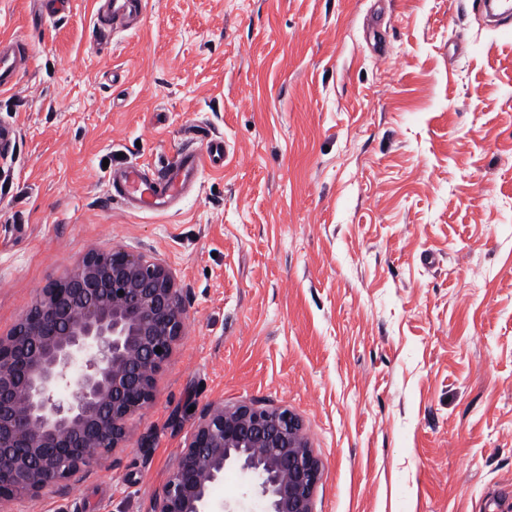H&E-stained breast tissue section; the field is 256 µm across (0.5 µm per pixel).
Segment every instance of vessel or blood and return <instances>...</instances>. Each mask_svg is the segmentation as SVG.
Returning a JSON list of instances; mask_svg holds the SVG:
<instances>
[{"label": "vessel or blood", "mask_w": 512, "mask_h": 512, "mask_svg": "<svg viewBox=\"0 0 512 512\" xmlns=\"http://www.w3.org/2000/svg\"><path fill=\"white\" fill-rule=\"evenodd\" d=\"M146 0H94V22L90 35L96 46L109 44L121 27L140 21ZM32 60L30 46L17 38L0 39V91L12 88L27 72ZM224 164V142L210 140L205 150L184 146L177 150L166 168L148 173L136 167L113 171L109 183L114 199L126 206L164 212L179 194L195 184L204 165Z\"/></svg>", "instance_id": "vessel-or-blood-1"}]
</instances>
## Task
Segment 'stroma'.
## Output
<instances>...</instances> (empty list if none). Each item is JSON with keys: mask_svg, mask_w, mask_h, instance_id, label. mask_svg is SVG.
Here are the masks:
<instances>
[{"mask_svg": "<svg viewBox=\"0 0 512 512\" xmlns=\"http://www.w3.org/2000/svg\"><path fill=\"white\" fill-rule=\"evenodd\" d=\"M0 0V336L89 248L161 260L184 334L122 450L20 512H148L198 409L302 421L315 512H512V25L479 0ZM223 137L165 212L114 168ZM146 3V0H94L91 42L97 47L109 44L118 28H129L140 21ZM32 60L30 46L17 38L0 39V91L12 88L27 72Z\"/></svg>", "mask_w": 512, "mask_h": 512, "instance_id": "obj_1", "label": "stroma"}]
</instances>
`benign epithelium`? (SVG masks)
<instances>
[{
    "mask_svg": "<svg viewBox=\"0 0 512 512\" xmlns=\"http://www.w3.org/2000/svg\"><path fill=\"white\" fill-rule=\"evenodd\" d=\"M183 320L169 269L121 248L88 250L41 289L0 336V504L62 494L122 447ZM229 466L251 477L264 512H314L322 463L301 420L244 402L203 407L150 512H215L211 489Z\"/></svg>",
    "mask_w": 512,
    "mask_h": 512,
    "instance_id": "1",
    "label": "benign epithelium"
}]
</instances>
